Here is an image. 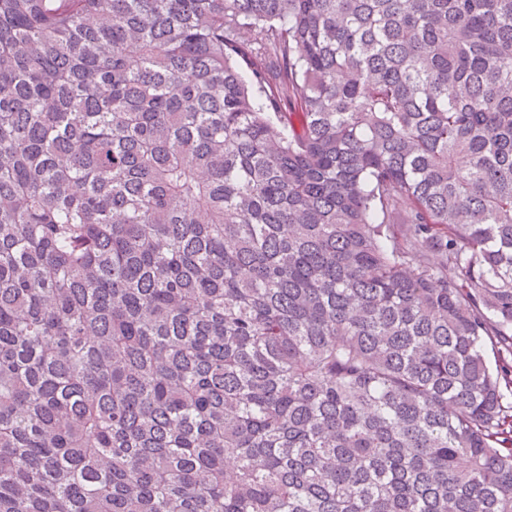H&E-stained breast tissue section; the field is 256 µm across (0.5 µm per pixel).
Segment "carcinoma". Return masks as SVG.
I'll return each mask as SVG.
<instances>
[{
  "label": "carcinoma",
  "mask_w": 512,
  "mask_h": 512,
  "mask_svg": "<svg viewBox=\"0 0 512 512\" xmlns=\"http://www.w3.org/2000/svg\"><path fill=\"white\" fill-rule=\"evenodd\" d=\"M508 395L512 0H0V512H512Z\"/></svg>",
  "instance_id": "1"
}]
</instances>
